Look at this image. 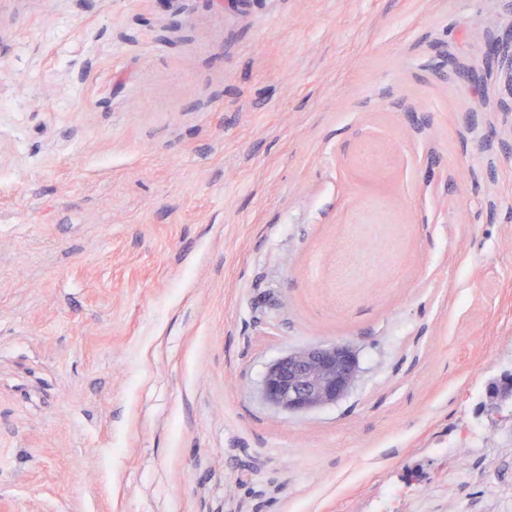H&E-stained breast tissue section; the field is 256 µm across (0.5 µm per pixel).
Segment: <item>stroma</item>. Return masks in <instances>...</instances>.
Returning a JSON list of instances; mask_svg holds the SVG:
<instances>
[{"instance_id":"1","label":"stroma","mask_w":512,"mask_h":512,"mask_svg":"<svg viewBox=\"0 0 512 512\" xmlns=\"http://www.w3.org/2000/svg\"><path fill=\"white\" fill-rule=\"evenodd\" d=\"M508 38L512 0H0V501L512 512ZM337 341L345 397L263 399ZM359 376L357 347L351 342L310 346L287 353L265 371L261 393L271 406L307 413L335 404Z\"/></svg>"}]
</instances>
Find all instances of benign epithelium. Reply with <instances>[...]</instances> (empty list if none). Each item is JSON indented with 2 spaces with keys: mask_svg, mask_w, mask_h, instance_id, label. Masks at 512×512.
<instances>
[{
  "mask_svg": "<svg viewBox=\"0 0 512 512\" xmlns=\"http://www.w3.org/2000/svg\"><path fill=\"white\" fill-rule=\"evenodd\" d=\"M358 376L357 347L353 343L310 346L272 363L264 373L261 393L277 409L307 413L343 398Z\"/></svg>",
  "mask_w": 512,
  "mask_h": 512,
  "instance_id": "benign-epithelium-1",
  "label": "benign epithelium"
}]
</instances>
